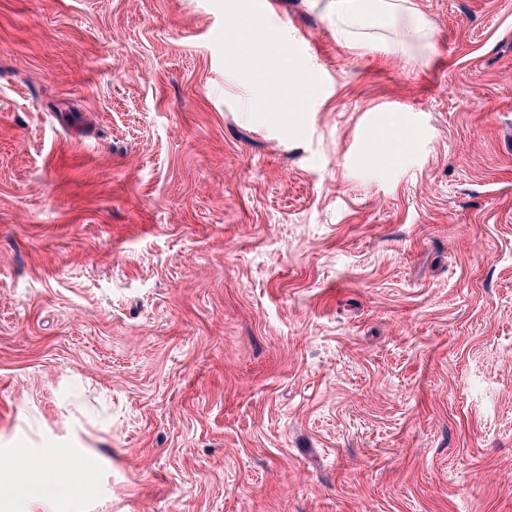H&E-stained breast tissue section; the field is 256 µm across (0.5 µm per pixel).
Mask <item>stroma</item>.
Masks as SVG:
<instances>
[{"label": "stroma", "mask_w": 512, "mask_h": 512, "mask_svg": "<svg viewBox=\"0 0 512 512\" xmlns=\"http://www.w3.org/2000/svg\"><path fill=\"white\" fill-rule=\"evenodd\" d=\"M225 2L0 0V512H512V0ZM324 11L336 40L350 48L373 37L390 53L393 45L381 33L392 29H400L420 43L431 37L430 21L412 0H328Z\"/></svg>", "instance_id": "obj_1"}]
</instances>
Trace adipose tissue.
I'll return each mask as SVG.
<instances>
[{
	"label": "adipose tissue",
	"instance_id": "adipose-tissue-1",
	"mask_svg": "<svg viewBox=\"0 0 512 512\" xmlns=\"http://www.w3.org/2000/svg\"><path fill=\"white\" fill-rule=\"evenodd\" d=\"M324 11L337 41L350 48L374 38L382 48H390L386 31L399 29L417 42H428L431 27L428 18L414 0H327Z\"/></svg>",
	"mask_w": 512,
	"mask_h": 512
}]
</instances>
